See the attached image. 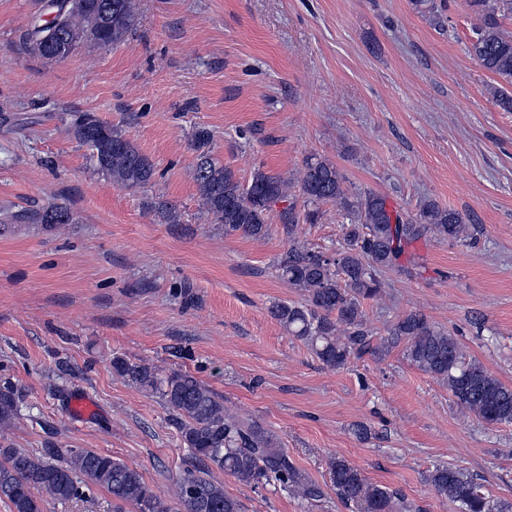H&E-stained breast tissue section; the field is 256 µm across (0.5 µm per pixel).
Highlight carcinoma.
Instances as JSON below:
<instances>
[{"label":"carcinoma","mask_w":512,"mask_h":512,"mask_svg":"<svg viewBox=\"0 0 512 512\" xmlns=\"http://www.w3.org/2000/svg\"><path fill=\"white\" fill-rule=\"evenodd\" d=\"M482 24L472 30L469 52L484 69L512 85V36L501 20L512 16V0H467ZM134 25L133 0H47L33 16L23 37L25 50L51 61L69 57L90 41L98 45L122 42ZM74 138L96 153L97 169L121 187H142L154 178L155 167L122 130L101 121L92 112L75 116ZM211 135L193 134L200 150L195 179L203 208L227 233L262 238L277 213L288 235V249L277 259L278 276L303 292L300 302H276L269 312L280 325L312 351L327 367L341 370L365 355L383 356L402 343L405 358L418 370L448 384L454 402L487 424H512V387L467 358L453 336L433 324L421 311L410 310L377 339L367 324L363 304L381 291L378 273L392 269L412 275L415 259L406 249L418 241L440 239L471 245L482 225L467 224L459 212L423 199L414 216L405 218L387 208L385 198L373 192L350 193L335 165L322 160L305 162L300 180L306 207L299 212L286 201L287 182L258 168L243 185L228 167L211 158L204 147ZM336 203L349 223L345 246L334 255L296 241L300 224L319 219L317 205ZM72 212L64 203L25 209L8 220L30 224H68ZM113 371L139 390L156 395L172 412L181 443L199 466L178 478V508L153 492L139 471L126 463L85 448H47L29 453L0 445V499L13 512H43L44 491L57 501L77 499L91 483L120 502H132L138 512H242V503L224 492L212 476L216 468L255 489L271 486L310 503L320 500L322 487L297 467L278 438L256 423L231 417L224 398L188 372L173 370L162 376L155 369L112 359ZM19 415L12 386L0 385V424ZM336 495L359 512H408L411 506L397 493L370 482L344 459L329 463ZM427 482L459 512H512V504L497 501L481 490L472 475L456 467L438 465Z\"/></svg>","instance_id":"obj_1"}]
</instances>
